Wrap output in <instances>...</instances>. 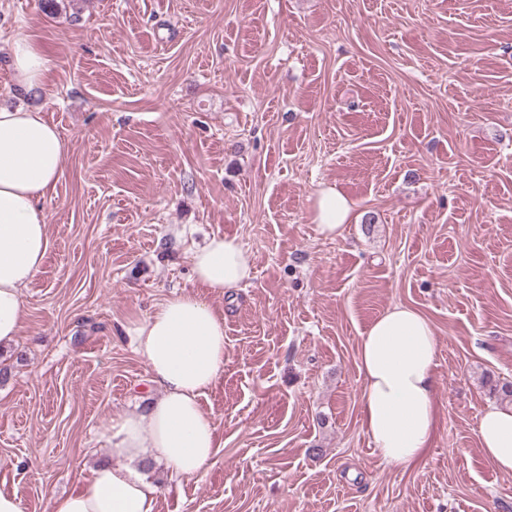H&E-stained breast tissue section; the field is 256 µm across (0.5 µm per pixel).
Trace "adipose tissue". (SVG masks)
Wrapping results in <instances>:
<instances>
[{"label":"adipose tissue","mask_w":512,"mask_h":512,"mask_svg":"<svg viewBox=\"0 0 512 512\" xmlns=\"http://www.w3.org/2000/svg\"><path fill=\"white\" fill-rule=\"evenodd\" d=\"M12 78L19 89H40L53 60L34 38L10 45ZM68 145L40 108L0 105V346L14 343L25 315L24 290L50 249L47 219L38 206L55 186ZM351 204L335 186L312 198V222L326 237L339 235ZM194 278L221 295L248 281L253 257L234 238L215 236L192 255ZM161 396L146 411L114 419L105 440L113 463L94 468L79 490L51 497V512H156L157 486L142 466L165 462L184 478L200 476L218 446L201 399L224 370V320L195 294L165 298L147 317L123 327ZM437 346L430 320L395 305L363 333L358 349L363 380L361 425L382 459L392 465L420 461L436 421ZM478 438L498 470L512 472V405L487 407Z\"/></svg>","instance_id":"obj_1"}]
</instances>
